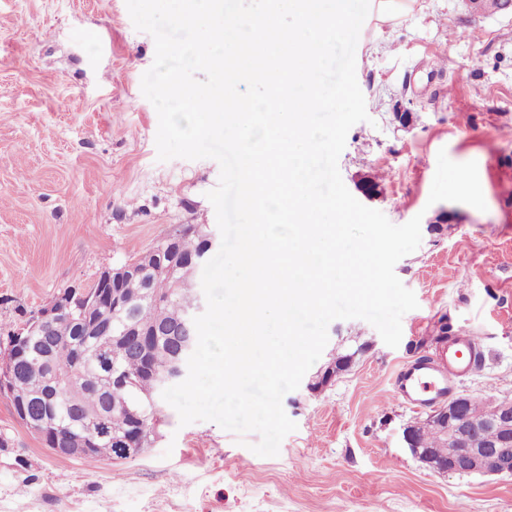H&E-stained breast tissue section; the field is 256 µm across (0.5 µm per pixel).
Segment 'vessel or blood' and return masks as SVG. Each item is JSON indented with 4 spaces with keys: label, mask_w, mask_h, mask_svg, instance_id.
Returning a JSON list of instances; mask_svg holds the SVG:
<instances>
[{
    "label": "vessel or blood",
    "mask_w": 512,
    "mask_h": 512,
    "mask_svg": "<svg viewBox=\"0 0 512 512\" xmlns=\"http://www.w3.org/2000/svg\"><path fill=\"white\" fill-rule=\"evenodd\" d=\"M480 359V346L475 337H455L438 359L403 366L394 380L395 392L415 406H433L454 391L460 378L473 373Z\"/></svg>",
    "instance_id": "obj_1"
}]
</instances>
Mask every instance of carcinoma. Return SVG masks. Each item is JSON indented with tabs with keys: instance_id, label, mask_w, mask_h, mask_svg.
I'll return each instance as SVG.
<instances>
[{
	"instance_id": "1",
	"label": "carcinoma",
	"mask_w": 512,
	"mask_h": 512,
	"mask_svg": "<svg viewBox=\"0 0 512 512\" xmlns=\"http://www.w3.org/2000/svg\"><path fill=\"white\" fill-rule=\"evenodd\" d=\"M203 225L175 224L152 246L160 253L176 237L185 255L202 251ZM154 300L139 294V285L126 290V315L143 328H168L169 339L157 344L150 336H122L112 321V305L82 313L71 308L59 316L50 336L34 337L32 349L19 356L13 366L21 389L11 400L14 411L25 401L27 425L39 435L44 446L57 439L67 447L87 434L97 437L94 458L135 459L153 441L162 408L163 390L181 382L188 372V356L176 358L182 339L177 321L198 303L195 273L184 271L170 276L153 274L150 280ZM180 374L171 377L175 360ZM492 407L489 401H471L466 448H484L496 439L495 430L481 418ZM98 413L87 425L82 413ZM422 448H444V427L427 420L409 424Z\"/></svg>"
}]
</instances>
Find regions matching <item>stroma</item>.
<instances>
[{"label":"stroma","mask_w":512,"mask_h":512,"mask_svg":"<svg viewBox=\"0 0 512 512\" xmlns=\"http://www.w3.org/2000/svg\"><path fill=\"white\" fill-rule=\"evenodd\" d=\"M155 58L126 0H0V356L8 333L68 288L147 250L173 224H215L212 159L158 158V115L141 91ZM356 79L369 121L338 160L353 196L421 244L395 273L418 307L398 347L360 319L336 320L297 390L277 456L258 433L181 425L163 405L137 458L52 453L0 394V512H512V476L438 475L403 441L422 419L394 390L398 369L478 336L482 361L458 394L512 400V6L416 0L364 21ZM476 161L487 205L429 203L437 154ZM347 371L317 380L332 358Z\"/></svg>","instance_id":"stroma-1"}]
</instances>
